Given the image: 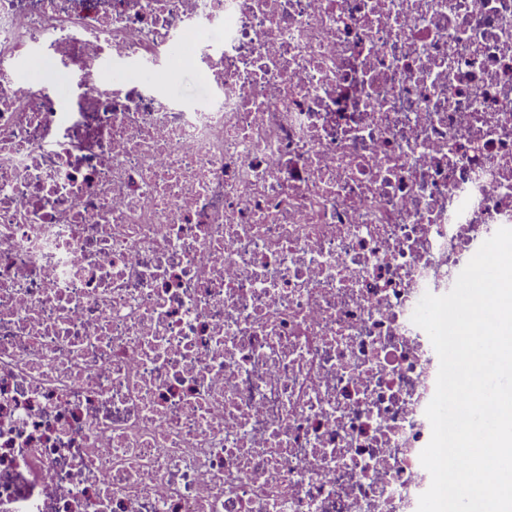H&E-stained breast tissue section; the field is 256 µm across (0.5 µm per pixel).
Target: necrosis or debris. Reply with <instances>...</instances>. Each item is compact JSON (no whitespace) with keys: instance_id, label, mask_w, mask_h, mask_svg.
Here are the masks:
<instances>
[{"instance_id":"obj_1","label":"necrosis or debris","mask_w":512,"mask_h":512,"mask_svg":"<svg viewBox=\"0 0 512 512\" xmlns=\"http://www.w3.org/2000/svg\"><path fill=\"white\" fill-rule=\"evenodd\" d=\"M506 225L512 0H0V512H417ZM172 80L164 87L165 94L173 99L203 104L209 96V89L201 74L194 68L184 66L179 58L171 62ZM22 77L53 90L57 97L67 102L71 95V77L60 67L51 62H39L35 65H27L19 70Z\"/></svg>"}]
</instances>
